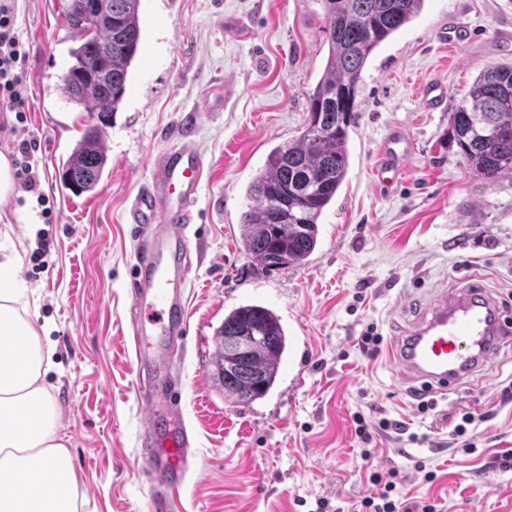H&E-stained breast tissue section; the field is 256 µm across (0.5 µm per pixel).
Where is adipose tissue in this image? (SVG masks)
Instances as JSON below:
<instances>
[{"label": "adipose tissue", "mask_w": 512, "mask_h": 512, "mask_svg": "<svg viewBox=\"0 0 512 512\" xmlns=\"http://www.w3.org/2000/svg\"><path fill=\"white\" fill-rule=\"evenodd\" d=\"M19 265L17 253L0 256V331L12 336L0 342V512H80L60 412L43 382L52 350L28 316Z\"/></svg>", "instance_id": "1"}]
</instances>
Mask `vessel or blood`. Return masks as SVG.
I'll list each match as a JSON object with an SVG mask.
<instances>
[{"label": "vessel or blood", "instance_id": "vessel-or-blood-1", "mask_svg": "<svg viewBox=\"0 0 512 512\" xmlns=\"http://www.w3.org/2000/svg\"><path fill=\"white\" fill-rule=\"evenodd\" d=\"M411 144L396 135L384 146L381 171L399 167L410 155ZM151 184L135 197L129 221L140 227L169 224L157 233L130 283L139 312L132 325L137 362L148 371L151 389L147 404L163 403L169 410L162 436L144 439L148 480L153 489L180 487L181 472L190 437L180 410V385L171 370L167 348L153 344L156 336L183 335L185 311L178 292L188 272V245L181 236L194 220L196 198L204 162L190 143H182L155 160ZM512 344V316L480 284L439 294L426 305L422 317L391 348L390 359L417 391L449 389L465 382Z\"/></svg>", "mask_w": 512, "mask_h": 512}]
</instances>
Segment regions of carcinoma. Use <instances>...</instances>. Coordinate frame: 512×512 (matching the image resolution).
I'll list each match as a JSON object with an SVG mask.
<instances>
[{
	"label": "carcinoma",
	"mask_w": 512,
	"mask_h": 512,
	"mask_svg": "<svg viewBox=\"0 0 512 512\" xmlns=\"http://www.w3.org/2000/svg\"><path fill=\"white\" fill-rule=\"evenodd\" d=\"M329 55L308 95L304 131L273 148L248 188L241 216L243 247L266 268L303 264L318 242V219L336 197L349 167V128L357 118L358 85L373 52L411 22L424 0H319ZM87 23L83 0L64 11L78 45L70 48L67 101L100 125L86 131L64 163L63 181L88 192L107 165L102 125L118 111L129 68L141 42L140 0H101ZM451 141L468 168L493 182L512 171V65L484 70L450 114ZM258 340L243 349L240 337ZM287 338L279 316L258 305H240L224 316L216 336L213 376L239 404L265 397L274 386Z\"/></svg>",
	"instance_id": "cac0c4a2"
}]
</instances>
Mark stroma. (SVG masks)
<instances>
[{
    "label": "stroma",
    "mask_w": 512,
    "mask_h": 512,
    "mask_svg": "<svg viewBox=\"0 0 512 512\" xmlns=\"http://www.w3.org/2000/svg\"><path fill=\"white\" fill-rule=\"evenodd\" d=\"M139 17L141 45L103 129L108 162L94 191L61 181L92 120L59 92L77 41L58 0H17L27 112L0 133L8 155L36 141L39 195L52 211L43 222L37 195L16 188L0 205V254L19 252L28 315L47 331L45 382L83 512H164L142 458L129 282L146 241L127 210L186 123L206 169L187 229V328L173 362L194 439L175 512H349L368 495L370 472L391 468L402 476L401 501L512 512V468L498 461L512 451V400L503 397L512 346L465 384L431 393L426 412L388 357L442 291L478 280L512 314V172L479 177L448 124L480 72L512 63V0H424L375 50L359 82L348 173L318 219V244L305 264L271 271L245 253L239 217L268 153L303 131L329 54L319 0H141ZM451 26L467 40L447 43ZM223 80L236 87L226 103L213 89ZM431 82L448 88L435 111L423 102ZM395 133L412 154L383 187L374 171ZM245 304L273 310L287 336L274 386L248 405L212 376L215 333ZM370 323L382 337L372 356L360 345ZM357 412L397 426L362 443ZM466 415L472 422L457 433Z\"/></svg>",
    "instance_id": "obj_1"
}]
</instances>
